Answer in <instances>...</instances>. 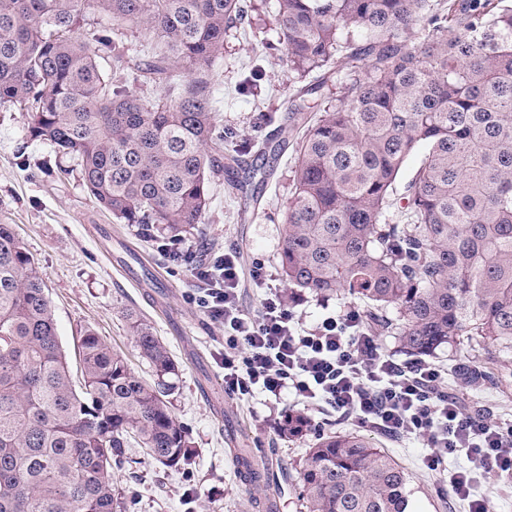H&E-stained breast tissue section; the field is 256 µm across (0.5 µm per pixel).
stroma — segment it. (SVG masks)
<instances>
[{
	"label": "stroma",
	"mask_w": 512,
	"mask_h": 512,
	"mask_svg": "<svg viewBox=\"0 0 512 512\" xmlns=\"http://www.w3.org/2000/svg\"><path fill=\"white\" fill-rule=\"evenodd\" d=\"M256 10L251 29L224 37L222 58L213 70L217 118L225 126L262 141L273 133L257 123L259 113L279 111L296 82L282 52L265 53L263 41H276L269 23L276 0H251ZM30 115L0 107V224L11 225L41 270L55 316L56 332L70 361H77L76 336L91 327L122 354L141 377L151 378L128 331L126 315L136 312L151 323L179 366L169 407L185 430L189 457L168 468L152 461L142 448L130 445L112 472L113 486L126 512H265L254 507L251 484L236 466L234 449L252 456L261 469L260 495L278 500L279 512H306L301 496L300 464L307 448L330 432L357 433L373 439L404 467L407 512H462L449 498L442 476L428 472V453L421 440L392 439L359 427L333 412L301 407L292 394L272 399L265 394L236 397L224 390L220 352L224 333L185 296L196 286L188 265L160 252L142 225L125 224L105 211L77 174L57 167L51 146L30 139ZM291 153L280 155L276 172L261 186L263 206L242 213L230 197L224 178H216L213 204L203 234H192L198 260L210 251L239 249L244 267L261 262L267 288L248 289L247 311L258 308L267 289L285 292L279 252L285 211L291 196ZM301 327L311 328L327 315L365 311V304L341 295L320 300L302 295L289 300ZM433 364L444 381L471 411H486L512 421V352L488 357L474 339L438 350ZM489 369L482 387L467 383L471 369ZM305 410L311 424L299 437L281 434L288 412ZM195 490L193 503L184 493Z\"/></svg>",
	"instance_id": "stroma-1"
}]
</instances>
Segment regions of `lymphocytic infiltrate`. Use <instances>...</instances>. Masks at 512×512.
I'll return each instance as SVG.
<instances>
[{
	"instance_id": "f902f5d3",
	"label": "lymphocytic infiltrate",
	"mask_w": 512,
	"mask_h": 512,
	"mask_svg": "<svg viewBox=\"0 0 512 512\" xmlns=\"http://www.w3.org/2000/svg\"><path fill=\"white\" fill-rule=\"evenodd\" d=\"M262 276L259 265L243 274L234 250L214 252L194 267L198 287L188 299L224 331L225 391L275 398L286 391L305 405L329 406L358 426L424 440L433 471L450 455L465 453L468 465L450 475L448 493L468 512H490L489 497L475 495V483L483 475L512 480V425L466 412L444 387L438 366L397 362L357 311L300 329L276 293L263 299L258 312H247L243 291Z\"/></svg>"
}]
</instances>
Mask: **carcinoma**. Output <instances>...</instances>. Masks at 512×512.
Here are the masks:
<instances>
[{
  "mask_svg": "<svg viewBox=\"0 0 512 512\" xmlns=\"http://www.w3.org/2000/svg\"><path fill=\"white\" fill-rule=\"evenodd\" d=\"M96 13L112 29L73 39ZM244 14L245 0H0V105L31 113L30 136L112 216L180 236L205 223L213 178L255 148L219 123L212 96L224 34ZM274 27L291 70L312 76L264 148L294 150L288 296H354L386 329L393 308L416 360L462 336L512 349V0H277ZM124 29L139 42L113 38ZM157 79L162 97L134 90ZM329 85L314 110L308 98ZM45 288L0 224V512H121L112 469L130 439L166 467L186 459L167 405L178 366L130 312L154 381L90 329L72 373ZM308 427L291 413L281 433ZM300 478L307 512H406L404 468L362 435L318 438Z\"/></svg>",
  "mask_w": 512,
  "mask_h": 512,
  "instance_id": "carcinoma-1",
  "label": "carcinoma"
}]
</instances>
